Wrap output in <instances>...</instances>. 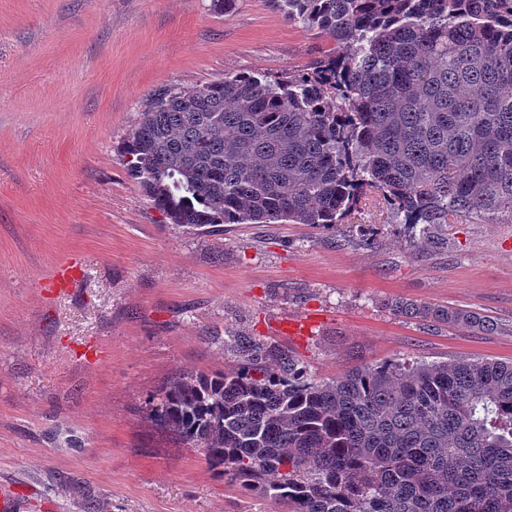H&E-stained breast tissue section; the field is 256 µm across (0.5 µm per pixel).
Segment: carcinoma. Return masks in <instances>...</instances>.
Here are the masks:
<instances>
[{"label":"carcinoma","instance_id":"obj_1","mask_svg":"<svg viewBox=\"0 0 512 512\" xmlns=\"http://www.w3.org/2000/svg\"><path fill=\"white\" fill-rule=\"evenodd\" d=\"M334 51L296 75L153 94L119 157L172 224L342 223L374 190L427 242L452 216L512 223V0H282ZM438 329L479 313L395 298ZM233 365L149 401L164 430L287 512H512V362L390 361L328 380L236 335Z\"/></svg>","mask_w":512,"mask_h":512}]
</instances>
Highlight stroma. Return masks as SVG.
Returning a JSON list of instances; mask_svg holds the SVG:
<instances>
[{"instance_id":"35a3bbf8","label":"stroma","mask_w":512,"mask_h":512,"mask_svg":"<svg viewBox=\"0 0 512 512\" xmlns=\"http://www.w3.org/2000/svg\"><path fill=\"white\" fill-rule=\"evenodd\" d=\"M336 45L280 0H0V482L16 512H282L149 416L187 373L275 339L331 378L361 363L512 362V224L460 217L406 243L366 192L342 224L169 223L126 173L144 101L228 73H297ZM75 278L53 285L62 266ZM397 297L478 312L430 330Z\"/></svg>"}]
</instances>
